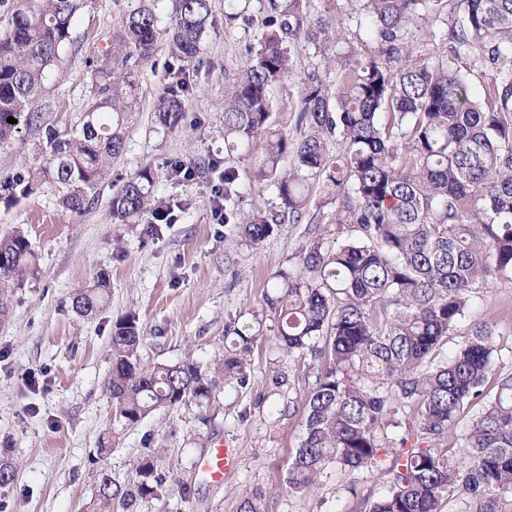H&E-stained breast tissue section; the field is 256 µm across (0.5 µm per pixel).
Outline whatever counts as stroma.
<instances>
[{"label": "stroma", "instance_id": "1", "mask_svg": "<svg viewBox=\"0 0 512 512\" xmlns=\"http://www.w3.org/2000/svg\"><path fill=\"white\" fill-rule=\"evenodd\" d=\"M135 0H87L73 23L72 40L60 53L38 105L63 133L79 123L91 98L93 55L109 50L111 34ZM230 0H210L213 23L199 61L190 72L184 117L173 128L155 124L153 112L169 82L172 61L159 44L146 63L129 61L138 76V104L127 120L126 151L114 160L91 208L77 216L63 209L53 188L14 199L0 194V234L23 227L36 254L38 272L25 278L12 297L10 318L0 325V453L17 465L14 482L0 490V512H83L99 471L125 484L135 479L143 453L159 455L163 471L191 487L188 500L172 493L137 501L133 512H237L244 495L261 497V512H360L335 470L320 478L315 492L298 494L286 485L290 457L305 432L308 380L302 361L276 346L274 322L263 294L277 285L278 272L292 268L305 244L304 227H326L332 192L314 185L301 223L283 224L260 245L246 241L236 225L216 223L210 209L217 172L185 181L172 176L181 162L195 166L211 157L234 170L238 215L277 210L273 187L254 182L239 151L224 144V92L248 62L270 14L268 0H251L249 19L225 25ZM295 78L273 91L275 126L290 137L297 124L300 79L319 70L325 84L336 72L319 69L312 44L292 46ZM36 129L22 128L0 146V181L23 173L38 159ZM156 173L154 197L174 203L175 223H153L144 215L132 224L112 219L113 193L138 167ZM111 279V299L91 317L71 308L73 293L98 271ZM476 313L497 324L498 368L512 371V276H493L480 287ZM131 314L138 321L144 363L193 359L206 365L222 358L225 329L235 324L254 337L247 386L217 387L208 407L186 403L155 411L123 432L111 453L97 458L98 440L112 426L104 383L112 369V323ZM289 377L274 388L273 371ZM227 442L236 464L222 484L198 466L217 442Z\"/></svg>", "mask_w": 512, "mask_h": 512}]
</instances>
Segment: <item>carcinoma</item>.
<instances>
[{"label":"carcinoma","instance_id":"carcinoma-1","mask_svg":"<svg viewBox=\"0 0 512 512\" xmlns=\"http://www.w3.org/2000/svg\"><path fill=\"white\" fill-rule=\"evenodd\" d=\"M303 2L271 0L269 30L224 95L225 141L280 200L277 212L255 211L240 222L247 241L258 245L282 224L300 222L314 184L334 189L336 246L324 245L323 225H307L296 269L264 295L279 349L318 362L286 483L313 492L334 467L343 477L380 474L383 490L363 499L365 512H442L447 503L455 512H499L500 501L512 498V372L496 368L493 323L473 303L487 278L512 274V0H457L458 10L446 0H359L365 35L354 41L334 25L331 0L313 20ZM83 5L0 0L8 15L0 31V144L34 126L42 159L0 187L27 197L51 185L76 215L126 149L138 87L128 59L150 60L165 37L178 67L154 120L173 127L189 92L186 70L211 24L209 0H174L163 34L150 5L124 14L112 50L92 61V98L79 128L62 134L35 103ZM437 25L446 26L448 54L414 53L410 28L433 35ZM297 38L336 68V83L330 89L318 71L308 73L298 100L304 133L294 139L272 122V90L293 77L287 42ZM154 184L147 166L128 177L112 197V218L126 224L149 212L163 223L166 207L151 198ZM0 257L3 323L14 289L37 267L19 228L0 236ZM109 292L110 276L100 271L72 308L91 316ZM458 333L463 340L443 354ZM232 334L224 358L210 365H147L135 317L117 319L104 384L113 420L131 429L162 408L209 403L221 382L248 385L251 338L236 327ZM410 413L416 447L396 448ZM172 490L149 452L128 486L100 472L84 512H112L116 503L128 510Z\"/></svg>","mask_w":512,"mask_h":512}]
</instances>
